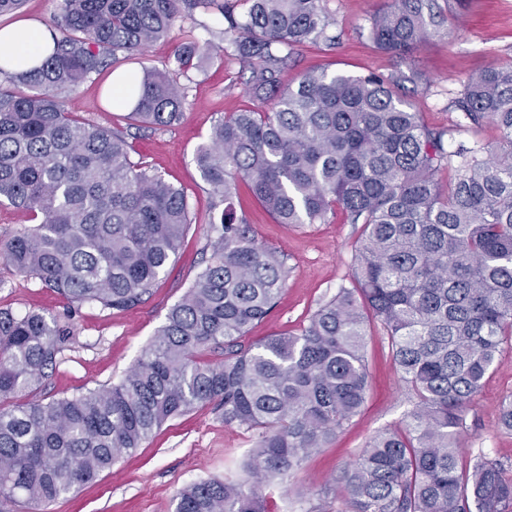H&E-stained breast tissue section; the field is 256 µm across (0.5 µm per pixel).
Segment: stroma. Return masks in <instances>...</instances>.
Here are the masks:
<instances>
[{
	"instance_id": "1",
	"label": "stroma",
	"mask_w": 512,
	"mask_h": 512,
	"mask_svg": "<svg viewBox=\"0 0 512 512\" xmlns=\"http://www.w3.org/2000/svg\"><path fill=\"white\" fill-rule=\"evenodd\" d=\"M437 3L445 18V34L421 44L404 61L378 50L368 39L371 15L380 0H323L333 20L336 43L300 48L282 75L283 84H296L303 74L322 69L354 75L399 71L405 76L404 94L428 125L447 129L450 148L477 145L488 153L496 150L498 129L489 122L473 126L457 101L469 75L512 63V0ZM220 19L218 5L193 9L165 39L151 43L137 59L117 65V72L141 74L173 67L174 51L185 32L219 29ZM107 79L104 73L93 75L79 85L73 95L76 113L100 126L125 127L123 113L106 102ZM244 80V68L234 57L207 58L184 80L187 98L180 124L130 133L133 160L146 162L180 188L194 218L176 257L142 303L122 312L77 306L45 288L38 278L19 274L0 262L1 309L41 310L68 323L72 330L55 369L37 388L36 398L48 402L118 384L163 325L170 308L206 266L212 200L194 154L217 120L247 106L262 108V101L247 94ZM235 204L255 240L278 252L288 270L275 307L252 326L243 345L281 332H300L320 304L340 288L351 286L361 225L347 223L338 210L328 213L322 224H278L244 187ZM364 355L369 383L359 412L301 468L267 487L270 512H345V500L327 495V488L378 430L400 426L411 409L412 394L377 324L367 329ZM509 395L512 346L506 344L469 407L463 444L468 456L482 453L498 461L505 477L511 479L512 433L499 428L500 405ZM257 441L256 432L225 424L213 405L197 407L169 420L142 447L53 505L52 512H174L179 493L190 484L240 478Z\"/></svg>"
}]
</instances>
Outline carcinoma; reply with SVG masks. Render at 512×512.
<instances>
[{
    "instance_id": "carcinoma-1",
    "label": "carcinoma",
    "mask_w": 512,
    "mask_h": 512,
    "mask_svg": "<svg viewBox=\"0 0 512 512\" xmlns=\"http://www.w3.org/2000/svg\"><path fill=\"white\" fill-rule=\"evenodd\" d=\"M54 49L21 73L0 60V202L33 221L0 259L72 304L125 311L178 253L192 218L183 192L131 157L124 134L80 119L66 93L168 35L213 0H60ZM322 0H224L223 51L271 102L212 126L194 162L214 198L211 255L123 379L42 403L29 398L55 368L71 327L44 313L0 310V504L50 512L167 420L206 404L258 433L242 479L183 489L175 512H270L283 479L348 423L368 387L367 317L388 336L414 403L329 488L348 512H506L512 479L486 457L465 460V412L501 346L512 342V63L473 74L458 108L501 133L496 152L448 150L398 92L403 74L306 73L282 84L295 52L335 44ZM447 33L437 0H385L371 18L379 50L401 58ZM214 44L186 32L185 73ZM186 87L170 70L132 75L112 107L129 124L172 127ZM244 182L278 224H317L333 206L360 224L352 278L299 334L246 347L287 270L257 244L234 198ZM219 353L215 361L199 354Z\"/></svg>"
}]
</instances>
